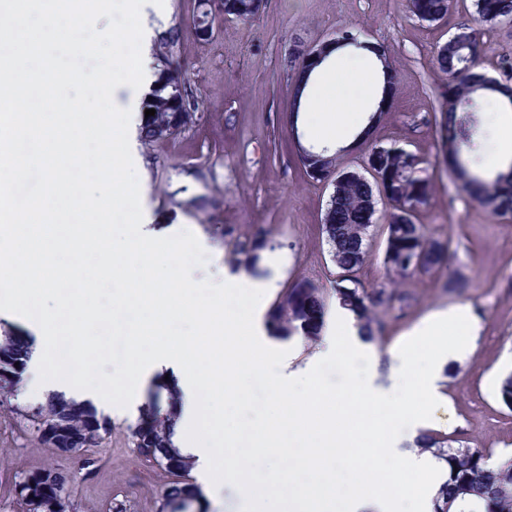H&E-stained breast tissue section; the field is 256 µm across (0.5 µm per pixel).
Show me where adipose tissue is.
I'll list each match as a JSON object with an SVG mask.
<instances>
[{"instance_id": "1", "label": "adipose tissue", "mask_w": 512, "mask_h": 512, "mask_svg": "<svg viewBox=\"0 0 512 512\" xmlns=\"http://www.w3.org/2000/svg\"><path fill=\"white\" fill-rule=\"evenodd\" d=\"M383 66L368 51L339 49L312 74L302 112L313 135L341 141L361 120L360 108L372 91L382 90Z\"/></svg>"}]
</instances>
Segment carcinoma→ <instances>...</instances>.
I'll list each match as a JSON object with an SVG mask.
<instances>
[{"instance_id": "obj_1", "label": "carcinoma", "mask_w": 512, "mask_h": 512, "mask_svg": "<svg viewBox=\"0 0 512 512\" xmlns=\"http://www.w3.org/2000/svg\"><path fill=\"white\" fill-rule=\"evenodd\" d=\"M451 8V0H409L410 11L422 21L435 22L444 18ZM477 21L485 24L512 23V0H475ZM181 27L172 26L161 35V47L172 53L183 39ZM480 52L473 30L464 27L433 51L435 68L448 76L438 126L440 148L448 157L451 169L460 178H468L466 191L492 212L512 213V164L506 172H497L488 179L471 171L466 157L476 146L477 99L490 89L477 87L479 72L461 73L464 63L476 61ZM175 79L162 72L145 97L142 109H153L155 115L144 119L140 138L146 145L168 137L173 127L189 128L196 120L198 104L191 100L187 89L177 84L174 94L171 83ZM336 168V181L329 197L322 221V234L329 246L331 262L338 271L334 286L336 301L354 313L362 335L373 340L385 328L384 318L401 297L393 284L408 275V269L428 274L442 268L449 259V242L426 235L415 223L413 213L428 202L433 183L417 175L420 158L404 149L372 146L366 165L373 170L374 181L356 171L339 168L334 155L320 154ZM389 205L387 224L384 225V265L390 278V288L367 290L354 278L370 258L371 241L378 220L379 203ZM224 235L235 238L234 264L244 271L252 270L259 253L266 247V233L254 230L241 233L229 226ZM325 304L322 291L308 280H299L278 299L269 313V322L276 336L289 339L300 337L305 342L317 341L324 327ZM33 340H18L10 330L0 335V389L16 382L27 366ZM498 397L512 410V372L502 376ZM96 416L90 407L62 394L48 396L44 405L31 414V421L39 443L47 448L63 451L68 435L80 433L85 445L98 444L107 432L106 423L96 430L87 427L86 419ZM178 422L174 396L167 405L150 401L140 412L133 431L135 447L142 458L160 467L164 472L178 475L189 470L193 462L178 448L173 438ZM417 447L430 452L448 469V478L434 501L433 512H512V459L495 468L488 466L491 453L486 449L453 445L448 437L426 432L416 440ZM41 483L18 485L17 497L21 512H32L31 499L40 495ZM200 497L194 485L171 483L166 492L167 512H188L189 496Z\"/></svg>"}]
</instances>
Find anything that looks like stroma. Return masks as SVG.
<instances>
[{
  "instance_id": "stroma-1",
  "label": "stroma",
  "mask_w": 512,
  "mask_h": 512,
  "mask_svg": "<svg viewBox=\"0 0 512 512\" xmlns=\"http://www.w3.org/2000/svg\"><path fill=\"white\" fill-rule=\"evenodd\" d=\"M164 17H150L161 31L185 30L172 59L158 45L149 57L154 71L171 69L199 103L196 123L181 135L140 146L146 184L144 213L157 227L179 223L212 248L194 280L222 282L236 276L230 261L232 225L260 227L267 245L254 279L274 281L278 292L308 279L326 297V325L334 327L337 271L322 235L331 185L310 181L295 154V142L311 146L308 133L294 135L285 117L293 108L290 48L293 40L317 46L343 30L382 45L398 71L397 93L376 128L373 144L417 154L421 173L435 184L429 201L414 213L430 236L451 243L441 271L400 279L406 297L385 318L377 339L381 360L434 313L469 307L478 323L467 355L446 367L442 385L453 409L440 435L472 448L512 457V410L498 399L499 377L512 371V215H496L459 185L440 150L435 118L448 80L432 55L459 28L474 30L481 54L476 69L500 80L512 70V23L476 19L474 0H452L436 22L417 19L408 0H265L254 19L216 20L207 39L192 21L200 0H166ZM55 384L23 374L14 394L0 393V512H20L15 486L34 471L68 473L72 512H161L169 483L199 484L196 470L173 476L145 462L132 444L140 409L97 407L108 424L102 443L72 453L37 447L29 421Z\"/></svg>"
}]
</instances>
